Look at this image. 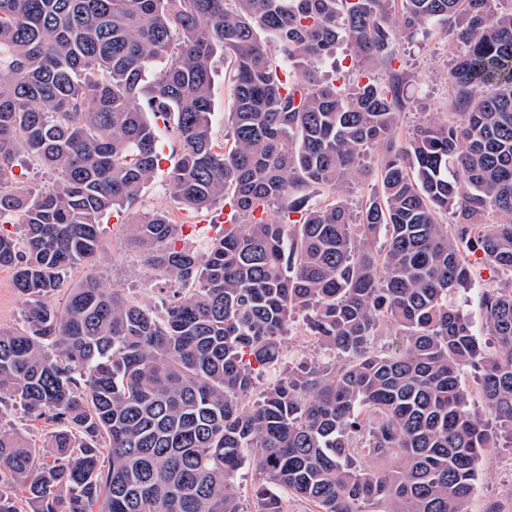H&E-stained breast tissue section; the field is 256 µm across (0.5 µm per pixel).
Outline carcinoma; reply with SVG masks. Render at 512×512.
<instances>
[{"instance_id":"cac0c4a2","label":"carcinoma","mask_w":512,"mask_h":512,"mask_svg":"<svg viewBox=\"0 0 512 512\" xmlns=\"http://www.w3.org/2000/svg\"><path fill=\"white\" fill-rule=\"evenodd\" d=\"M436 21L456 120L401 137L396 38ZM339 41L385 74L324 76ZM162 127L170 198L238 217L203 253L134 209ZM375 149L378 191L354 208ZM21 153L53 181L14 173ZM111 211L172 290L160 313L68 283ZM477 253L510 276L480 297L491 351L457 300ZM0 267L26 303L25 329L0 330V409L52 426L40 446L0 427V512H244L246 464L256 512L290 495L468 512L482 454L512 447V0H0ZM294 323L316 358L285 367ZM464 367L494 424L470 412ZM218 76L215 80L214 98H215V114L213 117L214 135L218 141L224 140V134L228 130L227 117L225 119L224 112L230 98V84L226 78V66L224 62L217 63ZM256 479L252 466L246 465L239 473L237 486L243 510L255 512L256 504L251 496V488Z\"/></svg>"}]
</instances>
